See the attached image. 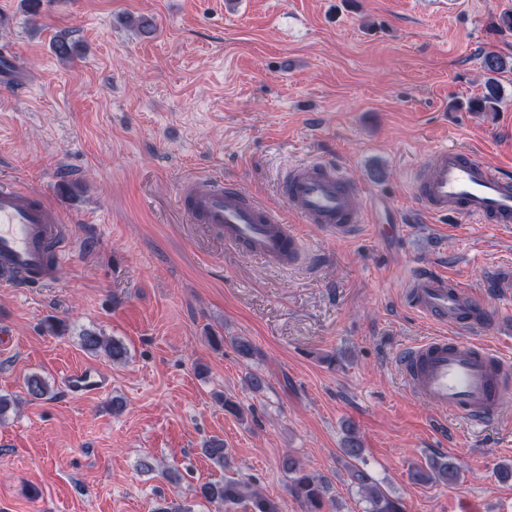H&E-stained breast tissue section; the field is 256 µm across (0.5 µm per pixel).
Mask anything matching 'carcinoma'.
Returning a JSON list of instances; mask_svg holds the SVG:
<instances>
[{
  "instance_id": "carcinoma-1",
  "label": "carcinoma",
  "mask_w": 512,
  "mask_h": 512,
  "mask_svg": "<svg viewBox=\"0 0 512 512\" xmlns=\"http://www.w3.org/2000/svg\"><path fill=\"white\" fill-rule=\"evenodd\" d=\"M53 51L58 58L72 61L78 55L79 45L59 38L53 43ZM483 67L487 73L483 89L479 95L468 100L467 109L470 112L496 113L500 111L503 91L494 74L503 70L506 62L502 57L488 53L484 56ZM81 342L88 353H102L114 363L125 360L128 354L122 341L95 333L83 335ZM25 387L27 395L33 400L42 399L50 392L48 382L39 375L28 377ZM202 452L215 466L224 467L226 448L223 440H211L202 448ZM340 452L341 466L345 470L349 486L356 489L367 504L365 512H404L402 502L391 497L364 468V444L354 428H346ZM283 465L291 474L289 491L305 505L306 512H323L324 497L329 490L328 482L307 471L290 456L284 458ZM461 472L462 466L455 458L439 454L429 457L426 463L413 467L408 477L416 485L441 483L450 486L460 480ZM196 496L224 506H232L246 499L250 502V512H281L277 500L250 489V484L236 479L204 483L196 489Z\"/></svg>"
}]
</instances>
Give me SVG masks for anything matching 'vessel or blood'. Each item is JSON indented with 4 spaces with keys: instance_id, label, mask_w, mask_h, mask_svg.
<instances>
[{
    "instance_id": "obj_1",
    "label": "vessel or blood",
    "mask_w": 512,
    "mask_h": 512,
    "mask_svg": "<svg viewBox=\"0 0 512 512\" xmlns=\"http://www.w3.org/2000/svg\"><path fill=\"white\" fill-rule=\"evenodd\" d=\"M282 189L289 209L327 234L352 237L366 222L359 189L334 163L290 164ZM413 189L421 215L443 222L512 224V175L490 165L479 151L435 150L419 165ZM183 204L191 223L211 225L225 243L257 260L290 268L303 258L301 238L277 212L220 178L203 187L187 183ZM71 255L69 227L55 208L25 189L0 186V284L29 288L57 280ZM406 286L408 308L436 329L399 354L412 393L477 423L497 417L501 395L512 387V358L485 332L511 314L512 306L487 309L454 276L428 266L410 269ZM102 386L89 368L70 374L66 383L74 395Z\"/></svg>"
}]
</instances>
